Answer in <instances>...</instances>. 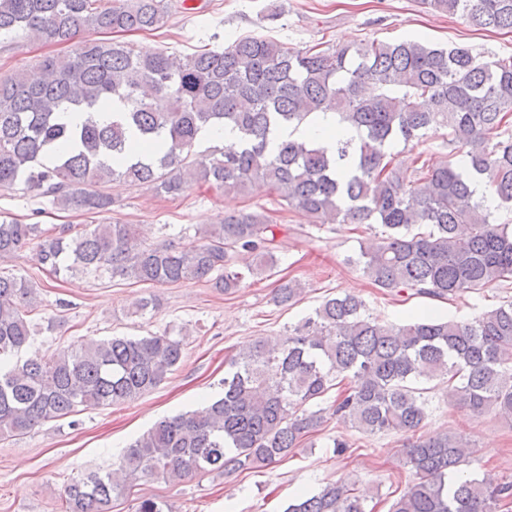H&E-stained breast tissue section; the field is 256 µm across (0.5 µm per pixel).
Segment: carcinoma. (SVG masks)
Listing matches in <instances>:
<instances>
[{"label":"carcinoma","instance_id":"cac0c4a2","mask_svg":"<svg viewBox=\"0 0 512 512\" xmlns=\"http://www.w3.org/2000/svg\"><path fill=\"white\" fill-rule=\"evenodd\" d=\"M478 29L512 31V0H422ZM169 17L165 0H0V41L23 32L73 44L65 54L0 75V189L17 186L63 209L112 211L109 183L151 185L178 197L192 186L232 193L275 192L313 224H377L378 235L347 259L389 293L447 299L512 280V227L497 224L470 183L483 179L499 207L512 208V59L483 60L465 46L415 39L293 51L264 36L176 58L140 54L125 42L80 33L153 31ZM112 111L101 124L94 113ZM82 111L72 126L66 112ZM334 112L355 129L333 150L288 139L281 126ZM231 125L239 140L209 155L193 151L204 126ZM445 131V161L406 173L389 153L396 141ZM466 157L460 169L457 154ZM274 224L262 212L219 219L181 246H140L133 226L42 228L0 222V258L34 244L55 274L101 271L135 283L214 280L232 293L277 265ZM252 260L241 270L232 259ZM304 288L285 280L281 306ZM37 288L0 275V436L23 435L80 407L113 406L155 389L181 362L184 342L165 331L88 340L46 357L15 358L29 344ZM346 294L325 299L276 344L260 338L231 359L223 397L163 419L138 436L113 469L68 482L63 512H110L128 483L162 475L232 474L269 466L299 448L326 411L357 431L414 434L427 418L429 388L473 416L512 422V301L470 321L430 316L382 324ZM337 390L331 405L311 403ZM415 481L389 512H499L512 483L463 479L473 454L460 434L418 437L404 448ZM286 512H368L366 498L328 483Z\"/></svg>","mask_w":512,"mask_h":512}]
</instances>
